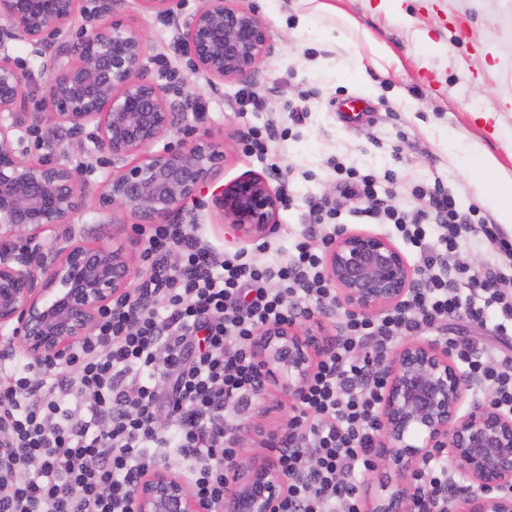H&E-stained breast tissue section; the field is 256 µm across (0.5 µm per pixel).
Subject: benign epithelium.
<instances>
[{
    "mask_svg": "<svg viewBox=\"0 0 512 512\" xmlns=\"http://www.w3.org/2000/svg\"><path fill=\"white\" fill-rule=\"evenodd\" d=\"M135 2L169 19L189 65L212 86L256 78L273 52L263 19L238 0H204L183 18L172 0ZM126 7L127 0H94L91 8L83 0H0V332L9 331L7 347L32 361L62 356L111 306L132 302L136 270L126 246L76 238L69 220L81 207L80 176L51 154L31 157L18 131L30 135L46 121L75 135L93 127L110 169L100 205L145 224L192 223L184 205L193 200L253 240L274 230L283 205L281 190L258 173L222 185L209 201L200 198L224 169V144L196 135L171 86L149 77L145 41L123 20ZM79 14L89 29L72 51L65 38ZM14 42L42 59V112L26 111L29 78L8 53ZM174 129L183 130L186 142L154 149ZM325 268L336 307L369 318L395 308L422 283L392 239L364 230L332 236ZM335 346L324 322L312 319L264 327L253 352L266 381L297 400ZM381 373L373 456L387 472L367 512H414L418 470L444 454L464 487L448 498L446 512H512V414L489 400L466 403L477 380L448 350L425 341L394 348ZM287 494L275 453L239 458L229 466L217 512H278ZM130 509L207 512L185 481L160 467L139 480Z\"/></svg>",
    "mask_w": 512,
    "mask_h": 512,
    "instance_id": "1",
    "label": "benign epithelium"
}]
</instances>
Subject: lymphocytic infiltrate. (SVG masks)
Wrapping results in <instances>:
<instances>
[{"label": "lymphocytic infiltrate", "instance_id": "1", "mask_svg": "<svg viewBox=\"0 0 512 512\" xmlns=\"http://www.w3.org/2000/svg\"><path fill=\"white\" fill-rule=\"evenodd\" d=\"M377 180L347 168L338 189L363 201L357 218L394 226L423 285L383 316H346L300 397L301 434L280 450L288 495L279 512H362L354 477L373 465L378 366L391 345L459 317L512 338V293L502 287L512 239L499 225L473 221L442 183L414 185L394 204L379 195ZM143 235L150 275L135 294L147 306L112 307L52 362L0 354V512H130L140 478L170 455L196 497L218 504L225 468L240 454L224 413L248 409L262 387L255 336L296 321L298 300L318 310L334 303L322 254L329 239L318 250L301 242L287 259L256 263L243 252L214 260L190 224H153ZM472 240L487 255L479 273L456 260ZM445 345L512 413V352H477L454 338ZM416 484L415 512H435L448 497L447 464H423Z\"/></svg>", "mask_w": 512, "mask_h": 512}]
</instances>
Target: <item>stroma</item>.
<instances>
[{"label": "stroma", "instance_id": "obj_1", "mask_svg": "<svg viewBox=\"0 0 512 512\" xmlns=\"http://www.w3.org/2000/svg\"><path fill=\"white\" fill-rule=\"evenodd\" d=\"M245 2L266 23L275 51L254 81L215 87L191 70L165 19L134 4L125 12L144 35L150 74L170 84L177 101L200 103L203 110L189 113L190 124L224 144L219 183L250 172L267 174L272 162L290 179L293 201L280 208L266 250L236 239L217 211H198L195 231L216 259L243 249L257 262L284 259L300 241L315 245L332 233L326 224L309 227L304 215L306 199L314 196L335 198L346 215L356 208L354 199L336 192L334 158L361 170L394 171L399 193L408 184L441 179L461 208L475 206L480 216L491 217L473 189L478 173L472 152H487L512 176V0H403L401 12L391 16L379 10L380 0H327L353 22L346 44L323 35L332 16L306 20L301 0ZM376 43L398 57L400 69L384 68L374 58ZM358 62L367 79L354 74ZM245 91L263 99L264 108H242ZM351 99L361 110L354 121L346 106ZM267 124L280 136L262 162L245 153L240 135ZM25 144L35 157L55 148L71 167L89 174L82 208L70 219L86 243H128L135 217L111 214L99 204L105 169L93 129L75 137L47 122ZM299 408L278 387H269L238 419L242 455L263 454L266 433L282 430L284 418L298 415Z\"/></svg>", "mask_w": 512, "mask_h": 512}]
</instances>
